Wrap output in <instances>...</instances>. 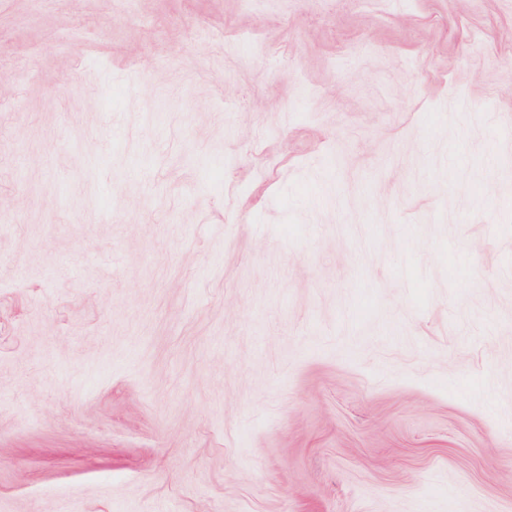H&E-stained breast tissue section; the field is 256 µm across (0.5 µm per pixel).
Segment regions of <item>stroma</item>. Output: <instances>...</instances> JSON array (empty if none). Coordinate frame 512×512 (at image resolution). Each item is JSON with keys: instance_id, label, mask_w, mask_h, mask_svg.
I'll list each match as a JSON object with an SVG mask.
<instances>
[{"instance_id": "1", "label": "stroma", "mask_w": 512, "mask_h": 512, "mask_svg": "<svg viewBox=\"0 0 512 512\" xmlns=\"http://www.w3.org/2000/svg\"><path fill=\"white\" fill-rule=\"evenodd\" d=\"M0 512H512V0H0Z\"/></svg>"}]
</instances>
